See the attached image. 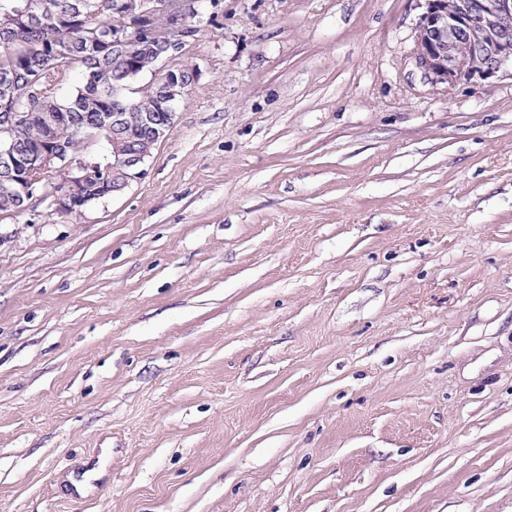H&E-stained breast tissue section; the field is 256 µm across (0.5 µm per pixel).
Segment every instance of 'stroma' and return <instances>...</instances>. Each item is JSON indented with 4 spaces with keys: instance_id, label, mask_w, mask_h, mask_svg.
Masks as SVG:
<instances>
[{
    "instance_id": "stroma-1",
    "label": "stroma",
    "mask_w": 512,
    "mask_h": 512,
    "mask_svg": "<svg viewBox=\"0 0 512 512\" xmlns=\"http://www.w3.org/2000/svg\"><path fill=\"white\" fill-rule=\"evenodd\" d=\"M424 0H200L143 174L0 214V512H512V75ZM425 0L413 47L415 63L435 84L496 77L510 67L512 0Z\"/></svg>"
}]
</instances>
